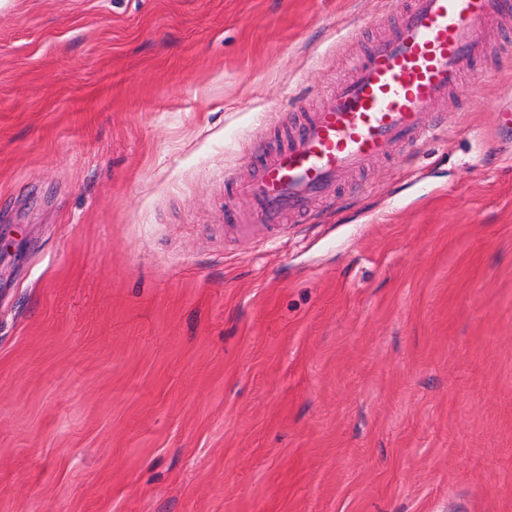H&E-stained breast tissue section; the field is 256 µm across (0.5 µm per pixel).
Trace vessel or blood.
I'll use <instances>...</instances> for the list:
<instances>
[{
  "label": "vessel or blood",
  "mask_w": 512,
  "mask_h": 512,
  "mask_svg": "<svg viewBox=\"0 0 512 512\" xmlns=\"http://www.w3.org/2000/svg\"><path fill=\"white\" fill-rule=\"evenodd\" d=\"M510 13L512 0H410L397 29L336 81L285 149L235 180V194L253 201L270 237L287 233L288 216L305 214L369 160L423 139L420 114L460 84L464 64L501 53L485 32Z\"/></svg>",
  "instance_id": "b4317fda"
}]
</instances>
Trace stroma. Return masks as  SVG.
Returning a JSON list of instances; mask_svg holds the SVG:
<instances>
[{
    "instance_id": "obj_1",
    "label": "stroma",
    "mask_w": 512,
    "mask_h": 512,
    "mask_svg": "<svg viewBox=\"0 0 512 512\" xmlns=\"http://www.w3.org/2000/svg\"><path fill=\"white\" fill-rule=\"evenodd\" d=\"M408 4L0 7V512H512V56L226 219Z\"/></svg>"
}]
</instances>
